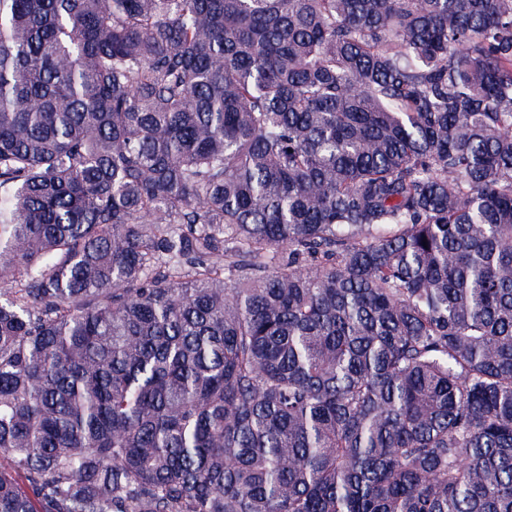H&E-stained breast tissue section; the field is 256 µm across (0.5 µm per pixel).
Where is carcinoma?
<instances>
[{"label":"carcinoma","instance_id":"1","mask_svg":"<svg viewBox=\"0 0 512 512\" xmlns=\"http://www.w3.org/2000/svg\"><path fill=\"white\" fill-rule=\"evenodd\" d=\"M0 512H512V0H0Z\"/></svg>","mask_w":512,"mask_h":512}]
</instances>
